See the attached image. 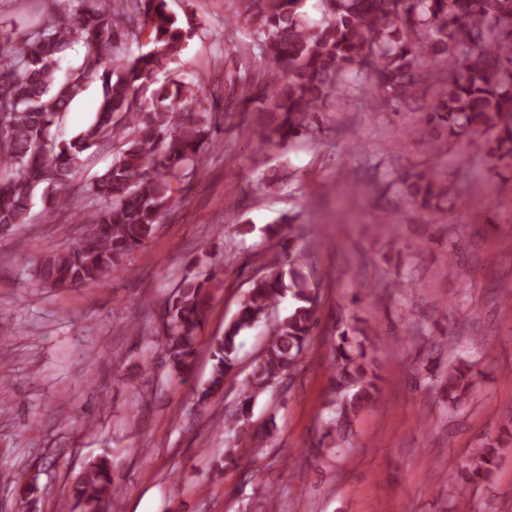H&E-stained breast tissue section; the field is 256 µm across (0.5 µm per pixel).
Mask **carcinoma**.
I'll return each instance as SVG.
<instances>
[{"instance_id":"cac0c4a2","label":"carcinoma","mask_w":512,"mask_h":512,"mask_svg":"<svg viewBox=\"0 0 512 512\" xmlns=\"http://www.w3.org/2000/svg\"><path fill=\"white\" fill-rule=\"evenodd\" d=\"M66 2L45 22L0 25V233L30 223L39 191L50 215L77 208L76 174L103 147L113 149L112 164L88 187L99 201L88 232L46 254L35 268L39 280L62 288L102 285L130 254L144 250L174 203L176 185L201 173L221 133L216 114L204 107V78H159L180 61L194 35V26L174 15L167 0ZM307 2L231 0L230 20L250 29L266 62L264 86L257 90L228 76L231 87L246 91L244 105L258 103L275 113L268 129L255 132L259 145L313 136L327 102L355 74L365 77L360 91L375 89L408 108L433 93L419 116L437 132L428 141L430 153L441 156L445 145L464 141L484 143L497 158L512 159V0H314L315 19ZM144 34L146 50L128 53L127 45ZM78 44L85 48L80 63L62 70V55ZM92 80L101 84L93 121L72 139L59 140L58 127ZM394 185L412 203L438 210L442 201L467 206L489 192L483 183L450 181L434 169L398 174L387 187ZM307 266L303 247L269 261L240 296L224 335L210 343V376L196 395L201 407L224 392L237 367L242 333L267 326L264 348L240 384L226 449L231 464L241 459L239 450L259 452L254 400L292 373L320 324L319 284ZM217 275L214 255L202 253L160 305L159 345L175 372L191 368ZM288 295V314L272 318ZM376 332L356 321L336 327L329 363L333 399L311 443L318 457L344 445L351 418L377 399V374L367 354L369 334ZM473 379L463 360L448 367V411L463 406ZM496 465L495 444L471 450V479ZM14 483L25 504L35 502L36 478L19 476ZM112 483L104 455L69 486L56 508L99 512L112 497Z\"/></svg>"}]
</instances>
